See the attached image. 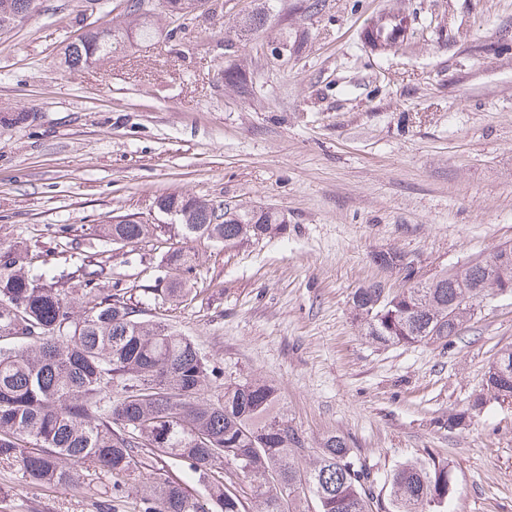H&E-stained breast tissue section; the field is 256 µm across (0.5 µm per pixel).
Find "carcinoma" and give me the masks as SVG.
Returning <instances> with one entry per match:
<instances>
[{
    "label": "carcinoma",
    "mask_w": 512,
    "mask_h": 512,
    "mask_svg": "<svg viewBox=\"0 0 512 512\" xmlns=\"http://www.w3.org/2000/svg\"><path fill=\"white\" fill-rule=\"evenodd\" d=\"M127 0L123 22L91 29L68 43L64 64L79 70L125 45H146L159 33L155 19ZM165 14H189L198 0H166ZM31 0H0V32L33 13ZM174 224L123 217L102 225L105 242L133 247L174 230L206 237L224 249L277 234L284 216L200 197L168 193L158 198ZM72 275H50L39 252L16 267L14 251H0V461L16 465L33 485L69 486L93 467L112 477V497L128 477L152 472L142 512H448L454 492L448 463H404L372 471L340 435L310 453L304 435L288 425L276 388L257 378L227 383L198 344L161 320L143 318L141 301L122 288L102 287L106 263L87 256ZM170 273L155 289L177 302L191 289L179 274L192 271V256L167 252ZM462 281L491 294L512 283V260L492 277L483 262L459 269ZM407 286L379 284L351 298L362 335L383 346L446 341L459 335L472 310L456 303L457 281L444 271L429 280L404 275ZM487 386L512 398V376L488 373ZM187 464L206 494L159 465ZM389 497L374 496L377 484Z\"/></svg>",
    "instance_id": "obj_1"
}]
</instances>
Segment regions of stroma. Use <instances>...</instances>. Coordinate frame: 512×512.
Instances as JSON below:
<instances>
[{
    "label": "stroma",
    "mask_w": 512,
    "mask_h": 512,
    "mask_svg": "<svg viewBox=\"0 0 512 512\" xmlns=\"http://www.w3.org/2000/svg\"><path fill=\"white\" fill-rule=\"evenodd\" d=\"M125 6L39 0L0 35V249L37 247L56 275L99 252L224 380L272 382L309 447L343 436L381 472L443 460L448 512H512V401L486 386L512 348V298L451 341L410 347L366 341L350 303L373 282L402 286L378 253L429 279L512 246V0H208L159 20L150 46L62 66L72 38ZM251 10L263 28L243 27ZM396 11L410 14L403 45L366 47L368 24ZM228 66L239 86H225ZM173 192L273 207L287 227L230 250L178 235L108 250L101 224L167 223L156 201ZM171 248L197 254L179 304L150 292ZM111 497L91 470L47 488L0 462V512H100Z\"/></svg>",
    "instance_id": "stroma-1"
}]
</instances>
